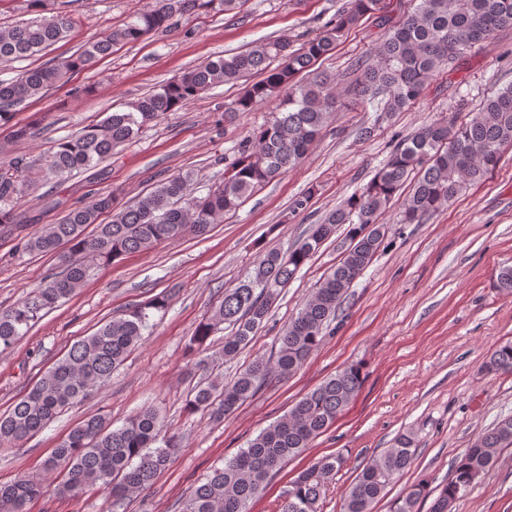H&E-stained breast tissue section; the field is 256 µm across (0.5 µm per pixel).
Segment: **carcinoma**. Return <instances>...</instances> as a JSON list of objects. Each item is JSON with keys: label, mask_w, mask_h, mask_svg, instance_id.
Wrapping results in <instances>:
<instances>
[{"label": "carcinoma", "mask_w": 512, "mask_h": 512, "mask_svg": "<svg viewBox=\"0 0 512 512\" xmlns=\"http://www.w3.org/2000/svg\"><path fill=\"white\" fill-rule=\"evenodd\" d=\"M198 3L155 0L154 8L88 43L80 53L55 56L9 81L1 80L0 125L10 120L12 107L40 99L69 73L111 54L115 45L168 30L176 15ZM380 4L381 0H348L336 19L299 50L291 49L286 39H265L243 52L209 59L128 103L126 109L86 126L80 134L56 141L43 154L17 158L0 168V224H15L18 202L27 192L97 166L116 147L130 143L144 125L177 111L217 83L235 82L253 73L263 76L225 107L229 113L248 112L261 100L276 101L267 123L248 132L224 155V180L206 196H190L193 176L186 172L158 182L136 204L120 210L112 194L97 195L26 239L22 250L28 254H52L61 246L66 251L59 255L60 271L46 276L14 306L0 310V351L17 345L42 312L73 297L98 267L187 234L208 233L225 213L299 163L333 117L337 101L328 78L316 76L306 83L295 78L317 59L332 54L345 32L366 15H376L384 37L373 57L359 65L351 90L355 103L369 105L375 112L373 123L359 131L363 140L393 113L420 99L441 68H457L472 46L501 28L512 27V0H411L410 10L396 21L383 13ZM72 28L71 18L61 13L0 27V60L41 55L64 40ZM508 146H512V84L486 97L470 121L460 126L446 119L398 140L385 164L359 192L310 225L287 250L269 251L248 279L224 290L220 303L198 324L189 351L203 348L225 324L229 333L224 336L223 355L235 356L267 320L281 289L336 233L338 225H348L349 246L279 336L276 356L255 361L228 384L200 381L186 400L187 410L206 411L221 419L255 395L271 376L295 374L319 347L348 289L378 252L385 236L379 217L407 177L418 174L398 223L419 224L467 185L491 174ZM105 213L111 220L103 224L99 218ZM91 225L95 231L88 235L86 228ZM169 303L168 294L156 295L113 315L91 335L74 342L25 395L0 414V445H20L106 383L152 328V313L165 310ZM483 368L491 374L512 373V342L499 345ZM363 381L361 368L352 364L307 392L223 467L201 478L180 512H246L248 502L265 489L268 480L335 423L357 397ZM419 443L414 431L401 433L392 447L363 464L341 512H373L387 488L411 466ZM507 445H512V417L500 420L465 449L429 512H452L459 494L485 473ZM179 449L178 439L166 434L160 411L153 406L141 408L117 427L104 416H89L69 430L44 462V474L62 470L64 478L54 483L22 476L0 485V512H28V504L40 497L51 493L64 497L94 488L106 492L104 512H116L126 500L148 490ZM345 464V456L336 453L300 471L280 512H318L330 479ZM425 496V486L417 484L393 502L391 512H419Z\"/></svg>", "instance_id": "obj_1"}]
</instances>
